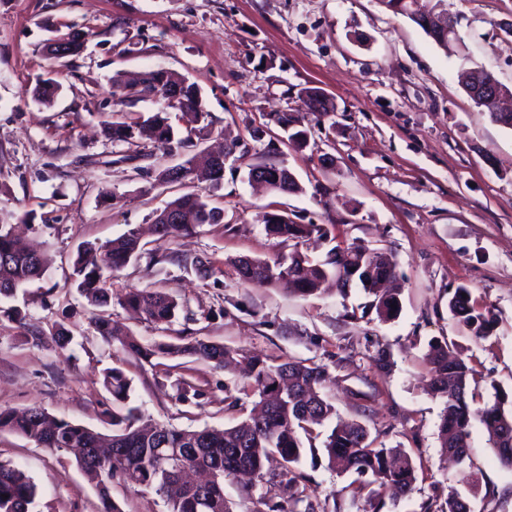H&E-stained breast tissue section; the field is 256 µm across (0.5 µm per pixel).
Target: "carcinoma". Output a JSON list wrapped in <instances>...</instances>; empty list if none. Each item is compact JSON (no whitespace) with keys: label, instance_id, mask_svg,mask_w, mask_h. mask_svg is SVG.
I'll return each mask as SVG.
<instances>
[{"label":"carcinoma","instance_id":"1","mask_svg":"<svg viewBox=\"0 0 512 512\" xmlns=\"http://www.w3.org/2000/svg\"><path fill=\"white\" fill-rule=\"evenodd\" d=\"M444 2L380 0L386 10L410 19L422 29L425 28L424 11L442 15L446 13ZM431 38L448 54L458 52L462 42L460 32H455L450 40L448 31L443 28L434 29ZM182 82L184 78L160 69L142 74L136 85L153 94ZM301 100L304 111L315 107L320 118L335 112V105L317 88L302 90ZM181 107L192 110L194 121L201 126L182 132L158 112L142 122H109L104 126V136L114 143L137 139L143 146L187 150L195 146L194 138L207 128L203 121L208 113L202 108L195 84L188 83L182 88ZM276 122L293 147L309 145L307 130L296 128L301 123L299 116L284 112ZM180 168L183 171L181 183L197 180L210 189L220 184L218 180H209L208 170H198L193 155L187 156ZM165 208L177 210L181 221L162 224V213L155 214V231L161 238L191 234L202 224L223 223L224 210L211 205L209 194L204 191L180 195L167 202ZM271 215L270 211L262 215L266 235L291 252L271 259L249 256L235 259L232 266L241 282L266 287L285 281L293 293L302 297L314 296L329 284L344 296L356 284L373 297L370 307L375 309L379 319L388 320L397 314V310L391 308L399 304L397 289L385 287L398 278L397 262L392 254L351 243L343 248L336 245L323 258L311 259L300 253L298 246L312 237L328 238L325 225L293 221L281 224L273 221ZM142 254L143 244L136 227L117 239L102 245L90 244L78 252L73 261V274L78 290L93 308L94 328L102 336L121 337L125 350L149 364L153 358L161 356L201 360L226 371L241 367L248 378L242 391H250L254 396L249 415L229 428L190 430L143 423L137 409L129 407L124 414L112 413V433L103 434L75 421L55 417L40 406L23 411L1 406L0 433L19 434L50 451L80 449L77 463L96 483L100 500L98 512H119L110 496V485L117 475L135 485L153 489L165 498L168 512H234L232 502L225 496L224 482L240 476L284 482L293 489L288 502L282 503L265 493L254 496L253 483L242 485L241 497L253 505L250 512H315L304 484L305 477L297 470L303 451L300 434L311 436L315 427L330 421L335 422V426L326 436L323 452L331 468L352 472L363 479L354 492L369 489L381 508L388 492L396 500L414 493L417 470L411 457L398 448L376 446L363 424L341 420L335 406L323 393L327 375L324 365L306 360L273 364L259 353L231 349L198 336H182L177 344L144 345L124 335L122 328L112 321L109 312L112 299H117L131 314L163 330L173 323L180 306L175 296L159 288H127L115 296L107 287L112 272L126 267ZM151 261L190 265L203 277L210 270L209 262L198 257L190 261L178 253L153 256ZM48 269L46 256L30 250L20 238L0 225V296H10L24 285L43 279ZM448 311L474 340H487L493 335L496 326L493 313L472 299L467 286L460 285L454 290L448 298ZM426 360L429 389L445 403L439 425L443 453L463 461L468 456L471 427L477 423L487 434L500 463L512 469V399L508 393L494 384L487 394L479 391V372L474 365L454 355L446 340L431 342ZM103 386L114 401L125 403L129 399L130 383L120 369L106 371ZM200 396L195 383L180 377L176 383L177 401L191 403ZM187 470L207 472L211 478L204 484H192L184 480ZM36 495L37 487L24 471L0 462V512H30ZM441 512H472L471 502L451 490Z\"/></svg>","mask_w":512,"mask_h":512}]
</instances>
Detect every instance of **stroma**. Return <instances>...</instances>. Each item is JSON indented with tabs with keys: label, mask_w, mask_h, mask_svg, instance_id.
<instances>
[{
	"label": "stroma",
	"mask_w": 512,
	"mask_h": 512,
	"mask_svg": "<svg viewBox=\"0 0 512 512\" xmlns=\"http://www.w3.org/2000/svg\"><path fill=\"white\" fill-rule=\"evenodd\" d=\"M459 18L465 45L447 55L416 24L378 0H0V224L50 260L43 280L0 298V406L32 405L89 428L110 432L116 405L103 386L105 369L131 382L144 418L177 428H224L244 410L227 409L239 375L193 362L199 404L176 401L174 381L126 353L93 328L92 309L72 278L87 244H103L129 228L145 230L142 257L115 272L113 293L148 285L181 297L186 314L169 330L132 317L120 305L112 318L142 343L174 342L184 331L280 363L327 365L325 394L344 419L366 426L376 445L404 448L418 468L411 498L378 507L353 496L355 476L332 470L323 451L304 450L298 469L317 512H422L442 507L449 489L467 492L475 475L474 512H512V470L497 459L481 426H473L467 458L449 462L438 438L441 398L427 389L426 353L433 339L454 341L475 355L489 382L512 390V129L492 122L458 83L479 65L512 87V0H445ZM85 35L76 56H46L48 40ZM166 69L195 83L207 112L199 149L223 142L236 150L214 190L220 224L187 237L148 233L156 210L198 183L162 185L160 167L182 162L180 151L113 143L104 123L168 112L156 96L113 103L117 76ZM60 88L51 105L33 95L39 81ZM315 87L336 104L333 119L305 115L313 146L283 144L276 114L302 109L300 93ZM263 129L264 141L253 138ZM303 187L299 194L254 189L249 169L264 160L267 140ZM273 209L299 224H323L340 241L391 252L402 284L396 317L379 320L361 288L303 298L281 286L241 284L233 258L273 257L279 247L261 217ZM177 252L207 259L208 278L154 263ZM492 307V344L476 342L448 312L457 286ZM73 315V339L60 346L56 323ZM0 460L37 486L33 512H97L98 493L74 456L0 434ZM119 512H167L153 490L114 478Z\"/></svg>",
	"instance_id": "35a3bbf8"
}]
</instances>
